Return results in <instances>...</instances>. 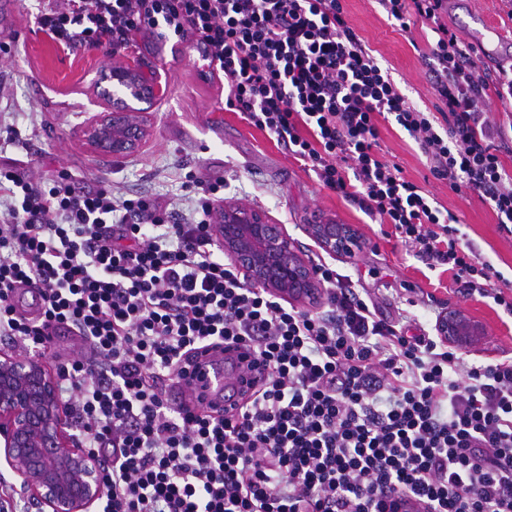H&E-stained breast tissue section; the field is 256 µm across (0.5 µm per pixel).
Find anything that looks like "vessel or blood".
Wrapping results in <instances>:
<instances>
[{"instance_id":"b4317fda","label":"vessel or blood","mask_w":512,"mask_h":512,"mask_svg":"<svg viewBox=\"0 0 512 512\" xmlns=\"http://www.w3.org/2000/svg\"><path fill=\"white\" fill-rule=\"evenodd\" d=\"M257 358L246 344L192 352L167 391L177 404L194 412L229 411L247 400L257 375Z\"/></svg>"}]
</instances>
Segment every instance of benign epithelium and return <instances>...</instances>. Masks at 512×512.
Masks as SVG:
<instances>
[{
  "label": "benign epithelium",
  "mask_w": 512,
  "mask_h": 512,
  "mask_svg": "<svg viewBox=\"0 0 512 512\" xmlns=\"http://www.w3.org/2000/svg\"><path fill=\"white\" fill-rule=\"evenodd\" d=\"M146 90L154 95L161 87L141 69L113 63L112 90L104 100L116 112L87 118L85 140L93 147L109 141L114 156L134 151L149 129L143 113L133 111L128 100H143ZM217 220L215 233L224 256L251 284L301 308L321 302L318 270L284 225L233 200L220 204ZM305 230L332 258L351 255L357 247V232L349 224L324 219ZM435 331L448 346L465 350L486 336L484 325L462 309L442 314ZM0 460L46 512H91L103 495L98 463L68 433L55 377L40 356L0 352Z\"/></svg>",
  "instance_id": "obj_1"
}]
</instances>
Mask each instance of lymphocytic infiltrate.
<instances>
[{
	"instance_id": "obj_1",
	"label": "lymphocytic infiltrate",
	"mask_w": 512,
	"mask_h": 512,
	"mask_svg": "<svg viewBox=\"0 0 512 512\" xmlns=\"http://www.w3.org/2000/svg\"><path fill=\"white\" fill-rule=\"evenodd\" d=\"M401 29L422 24L437 112L409 103L348 25L341 0H48L41 31L67 49L126 51L135 35L195 37L222 73L224 103L303 161L322 185L392 225L463 295L512 298L456 218L376 151L389 115L431 174L512 224V131L487 108L512 102V76L481 69L442 20L445 0H379ZM191 214L152 195H114L62 177L0 171V335L46 350V327H75L88 351L59 388L74 438L99 461L102 512H512V358L469 362L407 336L336 270L319 264L323 309L247 285L213 252L223 182ZM37 288L39 320L17 287ZM246 343L265 372L253 398L215 420L172 406L164 387L195 346Z\"/></svg>"
}]
</instances>
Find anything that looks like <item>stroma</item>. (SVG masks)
I'll list each match as a JSON object with an SVG mask.
<instances>
[{
  "label": "stroma",
  "instance_id": "1",
  "mask_svg": "<svg viewBox=\"0 0 512 512\" xmlns=\"http://www.w3.org/2000/svg\"><path fill=\"white\" fill-rule=\"evenodd\" d=\"M44 0H0V169L28 172L47 181L67 175L77 186L107 188L121 195L147 190L183 213L197 205L196 190L185 187L184 171L202 180L224 182L223 196L264 211L311 259H322L344 284L369 294L380 312L394 317L406 298L410 334L433 331L438 315L459 307L482 321L487 334L475 358L512 356V315L492 299L466 297L451 272L429 269L407 251L393 228L368 217L357 204L323 188L316 174L289 155L267 133L248 125L224 105V78L204 76L195 40H138L123 59L160 80L165 92L139 103L150 119L148 137L133 152L115 157L86 144L81 126L95 112L99 91L111 88L113 56L107 48L63 49L40 31L36 17ZM350 26L416 107L435 111L427 57V28L401 30L377 0H343ZM443 20L458 34L480 29L482 21L502 37L478 56L489 69L512 67V0H447ZM379 152L403 176L452 213L471 244L512 282V233L477 195L456 192L435 179L418 145L394 121L379 120ZM331 218L350 224L363 242L351 257L331 258L303 231Z\"/></svg>",
  "mask_w": 512,
  "mask_h": 512
}]
</instances>
